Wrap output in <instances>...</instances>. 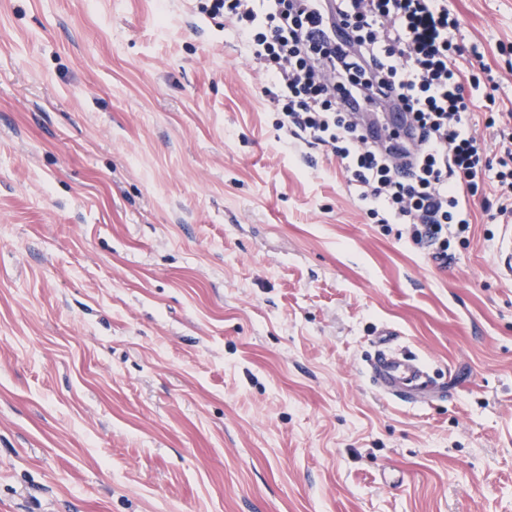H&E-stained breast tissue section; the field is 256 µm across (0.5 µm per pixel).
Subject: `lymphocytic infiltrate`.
Returning <instances> with one entry per match:
<instances>
[{
	"mask_svg": "<svg viewBox=\"0 0 512 512\" xmlns=\"http://www.w3.org/2000/svg\"><path fill=\"white\" fill-rule=\"evenodd\" d=\"M252 48L278 129L323 147L372 223L404 225L439 267L481 206L512 216V128L478 45H464L447 0H202ZM484 108L499 149L472 127Z\"/></svg>",
	"mask_w": 512,
	"mask_h": 512,
	"instance_id": "lymphocytic-infiltrate-1",
	"label": "lymphocytic infiltrate"
}]
</instances>
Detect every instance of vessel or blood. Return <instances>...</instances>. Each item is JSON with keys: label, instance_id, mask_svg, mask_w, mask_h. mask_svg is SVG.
Returning a JSON list of instances; mask_svg holds the SVG:
<instances>
[{"label": "vessel or blood", "instance_id": "b4317fda", "mask_svg": "<svg viewBox=\"0 0 512 512\" xmlns=\"http://www.w3.org/2000/svg\"><path fill=\"white\" fill-rule=\"evenodd\" d=\"M501 276L512 279V231L504 233L496 248ZM368 363L370 384L386 399L405 405L429 403L443 386L433 380L428 365L397 342L396 331L385 328L373 344Z\"/></svg>", "mask_w": 512, "mask_h": 512}]
</instances>
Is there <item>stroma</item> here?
Listing matches in <instances>:
<instances>
[{"mask_svg":"<svg viewBox=\"0 0 512 512\" xmlns=\"http://www.w3.org/2000/svg\"><path fill=\"white\" fill-rule=\"evenodd\" d=\"M447 3L512 113V0ZM260 86L196 0H0V512H512L503 226L437 266ZM378 336L367 374L380 394L405 405L430 403L442 395L443 384L433 380L422 359L396 342V331L385 328Z\"/></svg>","mask_w":512,"mask_h":512,"instance_id":"obj_1","label":"stroma"}]
</instances>
